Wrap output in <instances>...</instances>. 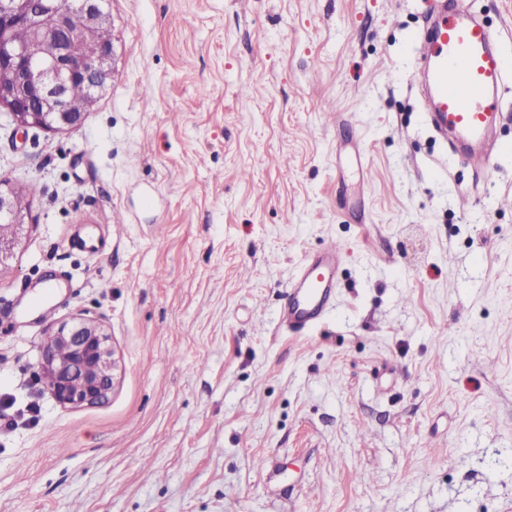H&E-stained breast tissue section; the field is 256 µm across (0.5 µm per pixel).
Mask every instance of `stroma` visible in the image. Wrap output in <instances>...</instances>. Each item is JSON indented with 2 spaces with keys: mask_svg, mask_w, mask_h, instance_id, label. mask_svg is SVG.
Masks as SVG:
<instances>
[{
  "mask_svg": "<svg viewBox=\"0 0 512 512\" xmlns=\"http://www.w3.org/2000/svg\"><path fill=\"white\" fill-rule=\"evenodd\" d=\"M451 2L109 0L84 122L0 111V176L41 187L0 269V512H512V74L484 174L423 108ZM462 3L512 57V0ZM331 240L333 310L284 330ZM77 316L115 383L64 407L37 364Z\"/></svg>",
  "mask_w": 512,
  "mask_h": 512,
  "instance_id": "stroma-1",
  "label": "stroma"
}]
</instances>
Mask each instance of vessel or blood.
<instances>
[{"instance_id":"b4317fda","label":"vessel or blood","mask_w":512,"mask_h":512,"mask_svg":"<svg viewBox=\"0 0 512 512\" xmlns=\"http://www.w3.org/2000/svg\"><path fill=\"white\" fill-rule=\"evenodd\" d=\"M433 35L421 52L420 75L426 106L440 133H452L470 151L466 159L475 169L495 167L498 155L479 150L500 109L499 91L512 65L494 47L491 29L468 10L441 13L432 24ZM343 251L327 246L307 255L288 284L279 316L282 328L304 333L331 311L336 297Z\"/></svg>"}]
</instances>
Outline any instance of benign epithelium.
<instances>
[{"instance_id":"7a95c632","label":"benign epithelium","mask_w":512,"mask_h":512,"mask_svg":"<svg viewBox=\"0 0 512 512\" xmlns=\"http://www.w3.org/2000/svg\"><path fill=\"white\" fill-rule=\"evenodd\" d=\"M104 0H43L40 14L28 0H0V108L9 112L15 131L39 129L61 133L80 125L112 80L115 45L100 42L96 53L82 54L83 42L112 28ZM27 24L38 47L35 55L12 40L13 30ZM85 91L82 108L69 106L71 88ZM0 220L11 223L0 237V269L8 265L29 223L28 209L16 192L0 184ZM116 362L108 334L93 319L79 318L49 333L42 345L38 378L64 407L94 404L114 388Z\"/></svg>"}]
</instances>
